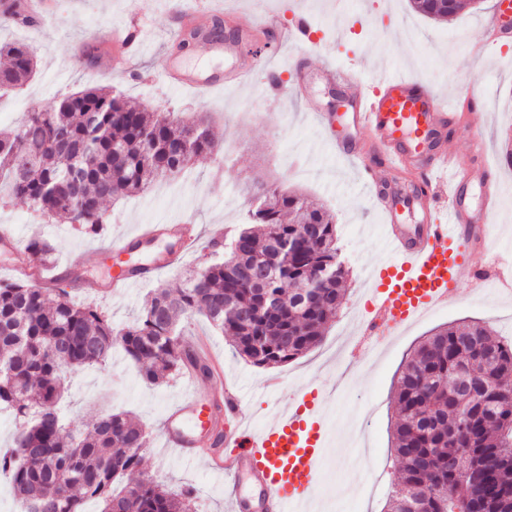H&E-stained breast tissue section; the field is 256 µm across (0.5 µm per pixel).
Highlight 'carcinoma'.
Returning a JSON list of instances; mask_svg holds the SVG:
<instances>
[{
	"label": "carcinoma",
	"instance_id": "1",
	"mask_svg": "<svg viewBox=\"0 0 512 512\" xmlns=\"http://www.w3.org/2000/svg\"><path fill=\"white\" fill-rule=\"evenodd\" d=\"M432 20L457 16L465 0H412ZM0 91L23 87L37 60L18 42H0ZM218 153L204 123L184 125L123 93L89 87L67 93L17 127L0 132V187L41 218L65 215L96 234L104 204L145 193ZM246 225L211 244L209 259L173 290L150 292L130 324H112L97 306L27 279L0 281V409L13 416V446L0 454L19 512H194L192 495L140 470L150 433L127 413L96 415L68 430L62 402L80 371L122 352L143 380L159 383L188 368L180 321L195 314L225 336L236 355L260 367L288 363L318 345L340 310L348 272L338 258L336 217L275 184ZM291 244L265 286L253 261ZM42 263L52 247L29 239ZM328 268L331 274L318 276ZM277 303L276 312L264 297ZM473 371L468 394L454 386ZM512 341L487 325L461 321L434 330L402 366L393 424L398 481L390 512H512Z\"/></svg>",
	"mask_w": 512,
	"mask_h": 512
}]
</instances>
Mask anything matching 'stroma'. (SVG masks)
Instances as JSON below:
<instances>
[{
    "instance_id": "obj_1",
    "label": "stroma",
    "mask_w": 512,
    "mask_h": 512,
    "mask_svg": "<svg viewBox=\"0 0 512 512\" xmlns=\"http://www.w3.org/2000/svg\"><path fill=\"white\" fill-rule=\"evenodd\" d=\"M191 0H54L51 14L40 24L23 27L0 16V40L25 44L36 56L39 72L20 90L0 98V130L17 126L26 113L50 104L74 89L109 86L128 97L190 123L205 118L224 152L223 164L198 160L183 176L141 196L108 204L100 233L56 217L34 223L18 204H0V229L20 242L38 236L54 248L52 266L67 279L105 282L114 263L104 246L113 237L143 224H195L197 242L179 266L152 272L118 294L96 296L70 288L73 299L97 305L113 323L126 324L140 312L151 289L178 286L185 270L204 262L216 235L230 234L250 208L245 187L255 181L276 183L323 204L336 216L338 245L349 270L344 303L321 343L279 367H257L236 356L224 336L203 317L187 326L202 337L206 350L224 367L220 380L199 379L196 395L202 403L223 399L233 386L252 428L263 427L274 410L295 405L302 394L327 392L326 421L343 451L355 424H362L359 448L368 464H331L326 494L317 499L318 512H386L387 498L398 480L392 452L391 425L396 417L395 393L399 369L414 347L441 325L476 319L495 332L512 328V297L495 290L474 293L461 279L458 295L447 307L434 309L399 329L378 350L353 351L366 318L372 283L370 272L386 257L383 216L371 204L373 187L360 163L339 153L329 133L316 122L300 99L276 96L264 74L242 87L227 86L205 96L171 86L163 76L167 57L176 56L197 72H229L234 62L199 46L178 52L171 27L174 17ZM494 0H476L449 22L416 13L410 0H218L220 11L238 15L249 24L258 13L277 14L283 25L306 16L321 42L280 44L258 38L245 45L240 60L265 62L277 73L281 88L293 81L290 68L299 55L311 65L329 63L355 68L365 86H372L377 69L416 80L434 90L443 104L455 107L463 94H472L473 108L495 113V120L452 128L451 141L460 154L483 140L491 175L499 183L500 201L488 224L487 251L476 254L472 269L490 273L491 263L512 260V36L501 46L476 54L475 45L491 19ZM139 31L142 52L127 72L107 65L88 66L84 46L113 29ZM279 386H271V379ZM187 375L160 385L139 379L134 366L115 356L104 369L84 372L71 388V427H86L91 417L108 408L128 412L153 429L144 453L143 471L175 490L191 491L196 512H230L226 477L206 460L189 462L165 449L158 431L164 412L186 391Z\"/></svg>"
}]
</instances>
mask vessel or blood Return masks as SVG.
Instances as JSON below:
<instances>
[{
    "label": "vessel or blood",
    "instance_id": "obj_1",
    "mask_svg": "<svg viewBox=\"0 0 512 512\" xmlns=\"http://www.w3.org/2000/svg\"><path fill=\"white\" fill-rule=\"evenodd\" d=\"M261 23L281 41L302 44L309 38L310 25L303 17L289 28L281 26L272 14ZM251 37V28L243 26L233 39H213L209 47L217 53L234 54ZM166 68L187 87L206 90L225 85L224 80L209 74L179 72L171 60ZM302 71L304 78L316 75L344 90L342 119L351 135L340 141V149L362 160L372 155L383 160L372 181L374 202L383 213L389 259L373 275L363 341L381 344L387 332L447 305L462 275H469L470 286L477 292L484 290L491 277L512 287V269L494 271L489 277L470 271V259L486 239V214L471 211L462 202L461 192L478 180L485 202L495 200L498 193L497 183L485 181L483 167L474 162L486 151L484 141L472 142L464 157L447 140L449 126L468 124L472 113L444 111L428 87L384 70L367 90L352 73L331 66L314 69L306 65ZM442 202L448 206L447 223H431V207ZM405 208L417 210L421 222L403 224L400 212ZM162 236L173 238L176 245L154 261L157 269L175 265L197 240L191 229L177 224H147L133 235L113 240L110 249L121 253L130 241L148 243ZM325 405V400L315 395L294 408L276 412L261 430L242 427L220 436V443L232 450L220 464V472L233 480L244 473L251 475L260 492L255 501L232 493L233 512H299L315 497L329 444ZM213 419L197 396L182 399L169 408L161 422L166 447L182 458H194L201 434Z\"/></svg>",
    "mask_w": 512,
    "mask_h": 512
}]
</instances>
